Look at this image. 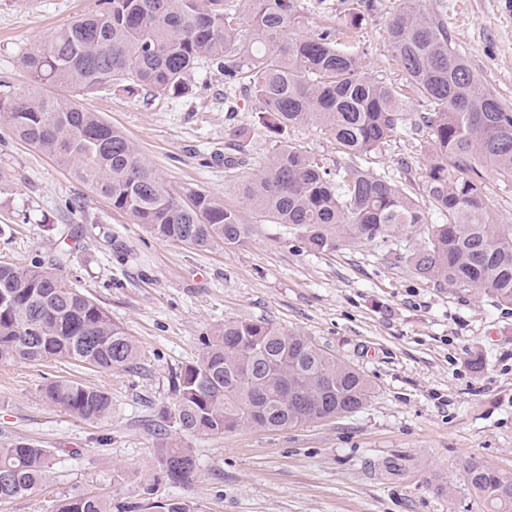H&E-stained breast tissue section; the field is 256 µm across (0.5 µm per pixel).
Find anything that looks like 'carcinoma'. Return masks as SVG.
<instances>
[{"label": "carcinoma", "instance_id": "obj_1", "mask_svg": "<svg viewBox=\"0 0 512 512\" xmlns=\"http://www.w3.org/2000/svg\"><path fill=\"white\" fill-rule=\"evenodd\" d=\"M100 0V8L57 29L20 63L33 82L0 99V123L12 136L107 197L115 210L162 242L227 247L246 242L238 210L202 190L172 192L120 128L78 101L93 90L180 94L199 62L243 84L279 135L257 173L230 190L274 224L300 233L305 248L331 253L351 236L374 241L400 228H424L404 256L418 279L475 290L512 306V226L498 223L487 175L512 182V108L486 87L448 37L444 22L417 0H401L388 27L407 88L422 107L429 162L426 196L370 171L358 160L401 134L404 94L364 76L363 58L338 47L324 29L295 35L296 0ZM377 0H354L356 30ZM47 86L68 88L58 96ZM315 120L350 163L331 171L288 139ZM441 220L432 222L429 212ZM135 342L110 314L39 260H0V364L67 360L85 369H130ZM177 401L162 418L184 434L222 435L257 425L281 430L361 409L368 379L298 332L271 323L229 320L204 339L197 360L176 375ZM43 396L70 414L101 421L112 413L104 390L70 379L45 382ZM159 464L179 483L193 470L191 450L162 437ZM50 450L18 440L0 448V502L42 485ZM462 478L482 512H512V474L476 459ZM55 512H112L102 495L58 501Z\"/></svg>", "mask_w": 512, "mask_h": 512}]
</instances>
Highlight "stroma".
Returning <instances> with one entry per match:
<instances>
[{"label": "stroma", "mask_w": 512, "mask_h": 512, "mask_svg": "<svg viewBox=\"0 0 512 512\" xmlns=\"http://www.w3.org/2000/svg\"><path fill=\"white\" fill-rule=\"evenodd\" d=\"M399 0L348 29L352 0H298L297 33L330 26L365 72L406 92L388 40ZM441 18L484 84L512 106V0H420ZM98 0H0V98L30 88L21 56ZM185 95L122 91L83 102L121 128L179 195L204 190L252 227L239 247L161 242L110 201L0 125V259L40 258L108 310L141 349L136 367L88 371L49 362L0 365V447L26 440L52 451L49 481L0 512H54L78 494L111 498L112 512H157L169 499L190 512H481L460 475L465 460L512 472V307L483 293L413 277L403 257L423 240L402 228L385 241L346 239L308 252L295 230L272 224L227 185L251 176L273 151L258 105L201 62ZM421 106L405 102L406 133L364 158V168L424 190L429 153L416 134ZM290 136L328 169L346 163L311 122ZM239 140L244 164L214 162ZM266 321L300 332L373 385L359 412L269 431L181 435L189 479L169 482L157 444L162 410L177 400L176 374L203 336L228 320ZM482 356L480 369L470 361ZM71 377L112 397L111 416L89 423L46 400L42 385Z\"/></svg>", "instance_id": "obj_1"}]
</instances>
